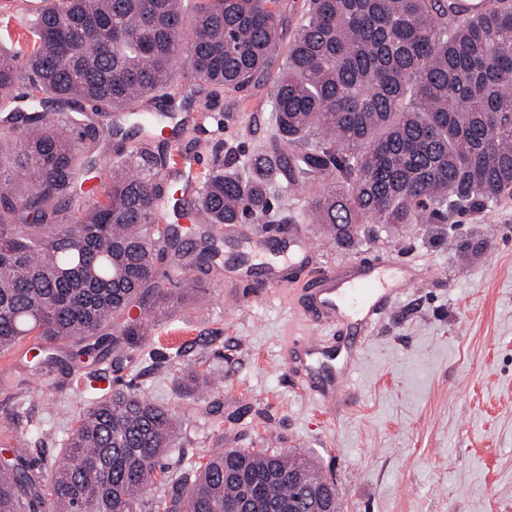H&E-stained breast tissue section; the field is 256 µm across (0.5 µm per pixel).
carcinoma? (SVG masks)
I'll return each mask as SVG.
<instances>
[{
	"label": "carcinoma",
	"instance_id": "1",
	"mask_svg": "<svg viewBox=\"0 0 512 512\" xmlns=\"http://www.w3.org/2000/svg\"><path fill=\"white\" fill-rule=\"evenodd\" d=\"M277 0H199L191 28L181 0H51L34 39L0 49V353L27 336L50 345L96 336L117 319L130 348L147 341L129 305L158 280L165 312L206 287L191 266L207 240L185 244L157 229L160 205L210 228L292 207L288 188L320 182L316 223L348 246L362 224L382 230L446 224L512 199V0H310L272 88L273 146L242 175L216 164L194 203L175 196L164 140L179 58L218 93L247 90L278 47ZM25 59V71L17 66ZM27 81L31 109L16 105ZM111 120L121 136L90 201L74 204L84 144L101 128L64 127L44 95ZM154 109L145 139L127 146L123 124ZM185 259L171 280L158 266ZM183 371L208 387L203 360ZM178 415L128 386L96 399L76 420L61 461L30 471L0 461V512H225L245 495L260 512H338L336 483L308 459L268 448H211L176 478L160 464ZM165 494L158 496V490Z\"/></svg>",
	"mask_w": 512,
	"mask_h": 512
}]
</instances>
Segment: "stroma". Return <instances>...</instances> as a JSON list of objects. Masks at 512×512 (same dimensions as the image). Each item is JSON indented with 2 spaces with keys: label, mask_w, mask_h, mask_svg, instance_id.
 <instances>
[{
  "label": "stroma",
  "mask_w": 512,
  "mask_h": 512,
  "mask_svg": "<svg viewBox=\"0 0 512 512\" xmlns=\"http://www.w3.org/2000/svg\"><path fill=\"white\" fill-rule=\"evenodd\" d=\"M46 0H0V42L29 33ZM308 0H278V49L265 77L245 92L208 87L177 65L173 92L195 124L188 149L207 170L244 168L269 149L271 88ZM316 193L295 190L279 221L224 230L219 257L192 267L209 288L154 316L133 304L149 330L148 351L82 355L39 366V340L25 337L0 354V451L16 413L30 428L23 454L34 468L61 459L74 419L117 383L180 412L170 471L210 448L271 447L314 461L336 482L340 512H512V200L460 224H417L394 233L363 225L351 247L331 243L310 218ZM389 261L411 283L364 334H347L358 360L347 376L327 362L313 375L335 386L330 401L303 389L292 367L302 339L329 340L333 323L304 314L295 281L321 268ZM203 358L211 387L200 392L174 354ZM85 372L93 381L82 380Z\"/></svg>",
  "instance_id": "1"
}]
</instances>
